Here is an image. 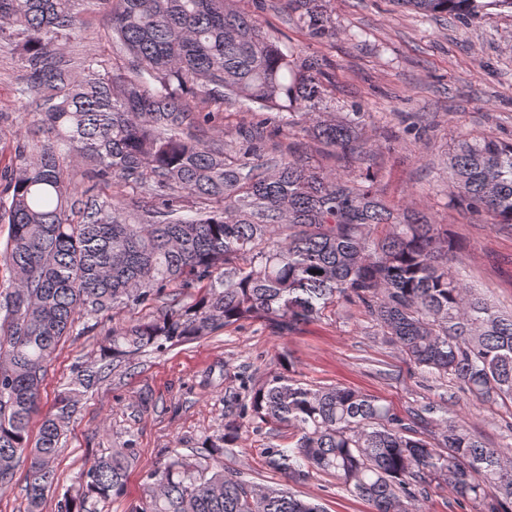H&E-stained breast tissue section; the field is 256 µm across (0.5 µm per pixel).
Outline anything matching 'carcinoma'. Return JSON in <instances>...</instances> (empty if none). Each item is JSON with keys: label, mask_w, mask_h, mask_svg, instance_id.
Returning <instances> with one entry per match:
<instances>
[{"label": "carcinoma", "mask_w": 512, "mask_h": 512, "mask_svg": "<svg viewBox=\"0 0 512 512\" xmlns=\"http://www.w3.org/2000/svg\"><path fill=\"white\" fill-rule=\"evenodd\" d=\"M426 17L479 18L512 0H397ZM79 0H0V45L20 48L25 110L48 133L35 154L15 149L0 224V486L28 464L27 512H43L61 439L106 366L219 329L261 320L283 336L342 300L358 305L416 368L450 377L482 404L512 402V315L499 314L453 268L456 240L424 213L391 206L373 177L318 172L271 155L259 124L235 140L199 139L224 102L245 98L289 126L322 100L318 63L307 74L233 0H112L115 71L76 63L63 45L80 31ZM306 34L331 35L318 0H288ZM202 107L194 110L184 92ZM365 113L324 119L314 136L348 163L371 150ZM92 164L78 189L66 156ZM449 166L452 199L512 225V142L460 136ZM112 194H105V190ZM141 195L139 208L128 192ZM170 288L198 289L189 305H157ZM147 310L113 324L99 357L75 366L41 418L40 388L61 340L102 311ZM430 407L403 415L356 389L307 387L282 376L224 392L226 447L252 422L296 429L267 451L288 481L326 475L373 512H420L444 483L460 509L512 512V445L487 446ZM173 452L148 477L139 512H323L283 485L258 486L210 464L220 445ZM131 448L93 460L57 512L121 494Z\"/></svg>", "instance_id": "1"}]
</instances>
